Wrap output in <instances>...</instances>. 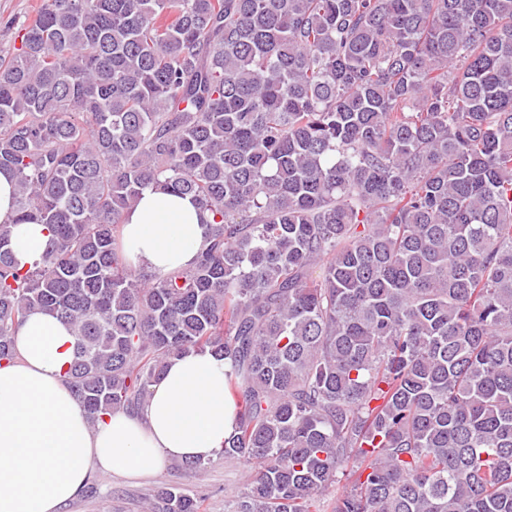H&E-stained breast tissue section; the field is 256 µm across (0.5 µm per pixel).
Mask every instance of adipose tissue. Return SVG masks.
<instances>
[{
	"label": "adipose tissue",
	"instance_id": "obj_1",
	"mask_svg": "<svg viewBox=\"0 0 512 512\" xmlns=\"http://www.w3.org/2000/svg\"><path fill=\"white\" fill-rule=\"evenodd\" d=\"M211 221L189 198L146 190L126 213L124 254L152 273L189 268ZM48 240L45 225L14 226L19 268L39 262ZM74 345L66 325L36 311L15 335L14 359L0 363V512H59L84 491L94 466L135 477L168 459H208L235 428L226 367L199 352L168 361L142 410L89 423L65 381Z\"/></svg>",
	"mask_w": 512,
	"mask_h": 512
}]
</instances>
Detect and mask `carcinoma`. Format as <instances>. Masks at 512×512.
Returning a JSON list of instances; mask_svg holds the SVG:
<instances>
[{
	"label": "carcinoma",
	"instance_id": "carcinoma-1",
	"mask_svg": "<svg viewBox=\"0 0 512 512\" xmlns=\"http://www.w3.org/2000/svg\"><path fill=\"white\" fill-rule=\"evenodd\" d=\"M18 38L0 361L56 315L94 423L224 359L222 454L258 464L228 512H512V0H43ZM158 187L212 215L163 274L120 243ZM50 236L43 224H18L14 226L11 248L20 269L31 268L41 260Z\"/></svg>",
	"mask_w": 512,
	"mask_h": 512
}]
</instances>
